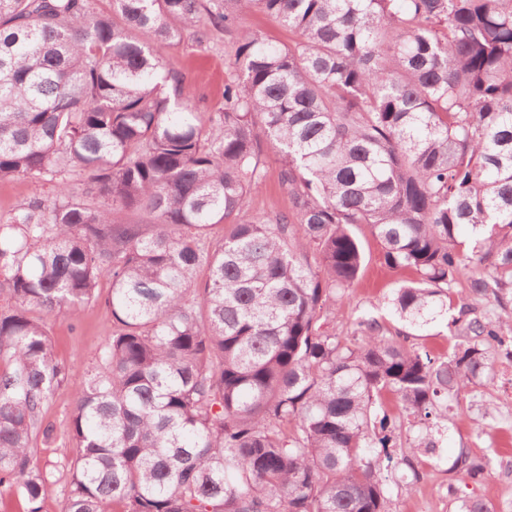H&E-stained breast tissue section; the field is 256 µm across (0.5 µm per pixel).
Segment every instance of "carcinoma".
Instances as JSON below:
<instances>
[{
	"instance_id": "1",
	"label": "carcinoma",
	"mask_w": 512,
	"mask_h": 512,
	"mask_svg": "<svg viewBox=\"0 0 512 512\" xmlns=\"http://www.w3.org/2000/svg\"><path fill=\"white\" fill-rule=\"evenodd\" d=\"M108 2L0 0V181L54 187L0 218V488L27 512L49 493L30 454L68 372L32 312L76 321L107 279L64 512H388L512 343L511 317H474L448 323L468 340L446 359L407 344L448 317L464 262L469 294L512 288V0ZM188 30L235 36L214 111L164 58ZM264 142L286 211L250 209ZM362 227L416 280L392 299L408 330L363 319L352 343L329 324ZM493 466L462 448L448 470ZM242 22L244 27L258 30L269 38L288 42V40L293 37V35L283 28L275 19L258 12L243 16Z\"/></svg>"
}]
</instances>
